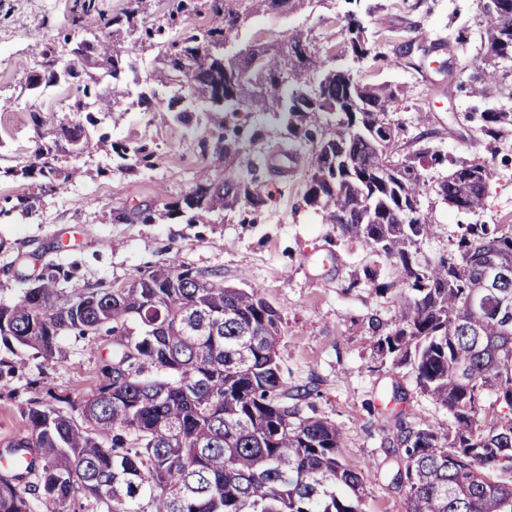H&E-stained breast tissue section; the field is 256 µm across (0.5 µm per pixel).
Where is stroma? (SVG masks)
<instances>
[{
	"mask_svg": "<svg viewBox=\"0 0 512 512\" xmlns=\"http://www.w3.org/2000/svg\"><path fill=\"white\" fill-rule=\"evenodd\" d=\"M75 0H0V206L40 192L36 210L0 219V301L19 293L18 271L36 272L45 260L75 267L83 288L123 285L137 270L171 258L225 284L257 288L280 312L285 340L281 357L289 386H308L309 400L322 417L343 432L342 453L364 468L366 512H404V497L390 484L389 446L396 436L391 409L404 411L409 424L427 419L447 426L445 409L421 393L412 368H392L374 350L377 325L398 312L394 294L382 295L350 280L368 265L383 282L396 280L388 261L357 243L340 241L335 228L304 202L312 144L299 146L284 171L261 170V192L268 196L253 223L236 212L223 222L191 224L177 214L144 221L146 213L182 199L206 168L214 147L209 124L188 130L166 110L171 89L157 87L151 102L133 98L116 111L97 113L91 137L146 148L152 167L126 170L110 154L88 147L60 154L62 167H81L85 175L63 188L39 191V177L5 178L2 169L33 162L39 145L31 116L47 125L66 121L71 89L45 81L28 90L41 73L35 42L64 36L71 27ZM358 11L374 54L357 60L346 51V17ZM483 31L477 0H312L304 10L252 17L240 45H282L298 36L311 42L329 65L365 83L395 86L398 99L388 117L398 124L399 153L426 145L460 161L495 163L484 211L468 214L428 195L422 209L436 227L422 252L434 257L450 248L459 225L512 224V131L485 140L481 113L512 108V99L493 93L474 96L449 78L480 47ZM465 50H457V36ZM61 358L28 359L13 378L0 384V449L23 427L21 411L58 398L72 412L104 375L98 353L85 341L63 337Z\"/></svg>",
	"mask_w": 512,
	"mask_h": 512,
	"instance_id": "stroma-1",
	"label": "stroma"
}]
</instances>
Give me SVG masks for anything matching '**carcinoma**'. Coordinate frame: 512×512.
<instances>
[{"instance_id":"cac0c4a2","label":"carcinoma","mask_w":512,"mask_h":512,"mask_svg":"<svg viewBox=\"0 0 512 512\" xmlns=\"http://www.w3.org/2000/svg\"><path fill=\"white\" fill-rule=\"evenodd\" d=\"M128 26L106 23L100 0H80L79 25L63 41L38 44L49 77L73 90V118L50 131L89 143L93 112H111L128 94L121 75L138 47L165 45L153 81L187 87L209 102L216 148L213 174L183 198L189 223L245 202L266 203L259 170L271 146L242 163L241 145L262 139L255 124L270 115L293 141L316 144L304 202L338 235L366 247L398 271V314L379 335L378 356L410 366L422 393L448 410L450 424L407 425L391 410L397 429L390 455L391 484L404 490L405 512H512V267L488 287L490 269L512 259V224H465L448 252L419 258L435 233L421 199L432 192L458 210L483 208L491 162L445 160L427 147L400 155L399 126L387 119L397 98L392 85L367 84L350 72L302 59L317 51L299 37L286 49L249 46L229 51L254 16L295 12L311 0H177L164 23L150 19V0H133ZM206 8L222 25L167 35L183 17ZM347 48L371 53L367 30L348 15ZM110 71L112 88L98 91L88 65ZM471 93L485 96L512 85V29L484 18L481 46L462 68ZM167 110L179 125L195 112ZM512 126V109L481 114V134L496 141ZM99 146L128 162L149 166L140 146ZM449 163L454 170L428 183L419 169ZM38 174L39 188L55 189L81 176L61 169L51 147L39 145L34 162L4 175ZM39 196L17 198L0 216L32 212ZM73 272L45 263L35 287L0 302V344L12 355L52 361L58 340L76 336L106 353V382L83 399L78 415L52 404L22 410L25 432L0 452V512H365L360 464L341 454L333 422L303 413L311 391L290 390L280 347L277 309L257 288H236L175 259L140 270L124 286L62 288ZM371 284L367 267L349 287ZM483 297L481 309L471 300Z\"/></svg>"}]
</instances>
